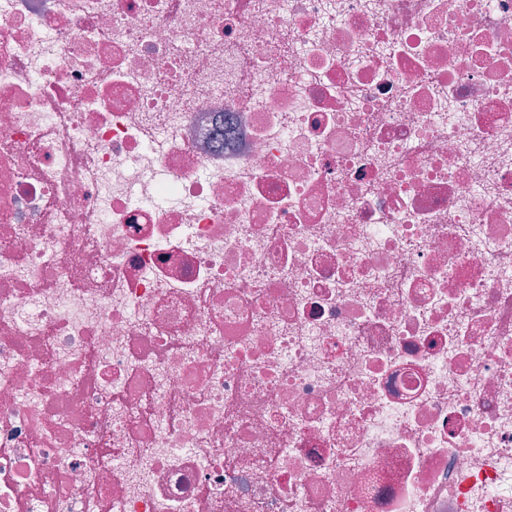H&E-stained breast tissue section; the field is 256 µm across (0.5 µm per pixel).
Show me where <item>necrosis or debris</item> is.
I'll return each mask as SVG.
<instances>
[{
    "label": "necrosis or debris",
    "instance_id": "4bbe7bcc",
    "mask_svg": "<svg viewBox=\"0 0 512 512\" xmlns=\"http://www.w3.org/2000/svg\"><path fill=\"white\" fill-rule=\"evenodd\" d=\"M0 512H512V0H0Z\"/></svg>",
    "mask_w": 512,
    "mask_h": 512
}]
</instances>
